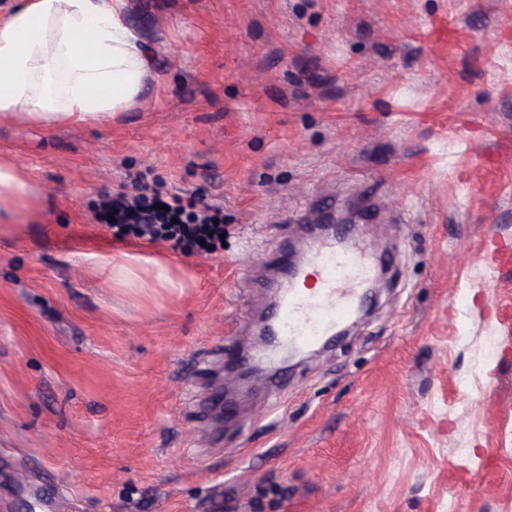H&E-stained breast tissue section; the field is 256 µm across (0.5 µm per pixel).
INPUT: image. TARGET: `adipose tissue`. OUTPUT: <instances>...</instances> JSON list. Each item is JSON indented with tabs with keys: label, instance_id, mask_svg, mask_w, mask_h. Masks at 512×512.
<instances>
[{
	"label": "adipose tissue",
	"instance_id": "1",
	"mask_svg": "<svg viewBox=\"0 0 512 512\" xmlns=\"http://www.w3.org/2000/svg\"><path fill=\"white\" fill-rule=\"evenodd\" d=\"M126 0H19L0 15V114L103 124L142 92L148 60Z\"/></svg>",
	"mask_w": 512,
	"mask_h": 512
}]
</instances>
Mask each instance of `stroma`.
<instances>
[{
    "label": "stroma",
    "instance_id": "obj_1",
    "mask_svg": "<svg viewBox=\"0 0 512 512\" xmlns=\"http://www.w3.org/2000/svg\"><path fill=\"white\" fill-rule=\"evenodd\" d=\"M123 20L149 77L109 125L0 115L31 180L26 205L0 192V512H512V0H127ZM139 175L223 204L224 249L93 222ZM324 205L357 209L390 283L216 424L270 256Z\"/></svg>",
    "mask_w": 512,
    "mask_h": 512
}]
</instances>
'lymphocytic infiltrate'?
Wrapping results in <instances>:
<instances>
[{"instance_id": "obj_1", "label": "lymphocytic infiltrate", "mask_w": 512, "mask_h": 512, "mask_svg": "<svg viewBox=\"0 0 512 512\" xmlns=\"http://www.w3.org/2000/svg\"><path fill=\"white\" fill-rule=\"evenodd\" d=\"M100 221L111 224L114 239L127 236L150 242L164 241L173 250H212L224 233L221 206L196 197L164 193L137 179L131 190L105 195L98 210Z\"/></svg>"}]
</instances>
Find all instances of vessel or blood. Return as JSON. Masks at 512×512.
Masks as SVG:
<instances>
[{
    "label": "vessel or blood",
    "mask_w": 512,
    "mask_h": 512,
    "mask_svg": "<svg viewBox=\"0 0 512 512\" xmlns=\"http://www.w3.org/2000/svg\"><path fill=\"white\" fill-rule=\"evenodd\" d=\"M376 268L361 252L340 251L327 239L304 261L292 264L293 293L284 296L272 311V346L293 345L313 349L331 336L338 325L359 307L361 285Z\"/></svg>",
    "instance_id": "b4317fda"
}]
</instances>
